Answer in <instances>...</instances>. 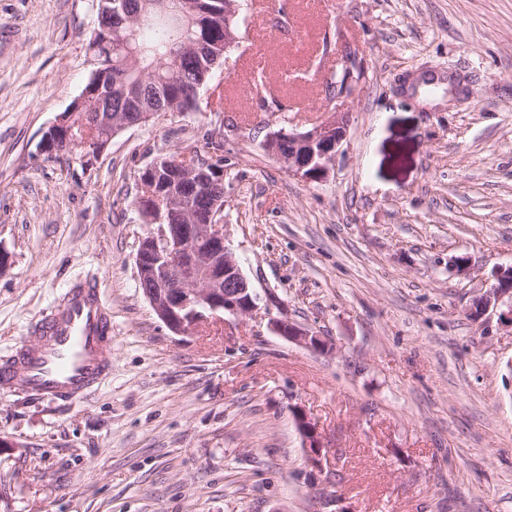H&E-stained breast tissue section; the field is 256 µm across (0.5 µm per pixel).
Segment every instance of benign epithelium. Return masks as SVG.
<instances>
[{
    "label": "benign epithelium",
    "mask_w": 512,
    "mask_h": 512,
    "mask_svg": "<svg viewBox=\"0 0 512 512\" xmlns=\"http://www.w3.org/2000/svg\"><path fill=\"white\" fill-rule=\"evenodd\" d=\"M353 59L354 51L345 50L339 75L343 89L328 103L332 120L307 130L281 128L267 136L265 150L285 165L288 174L306 182L326 179L329 164L340 153L346 137L347 120L339 112L340 102L356 94L361 80L352 69ZM104 106V97L92 99L85 92L74 99L70 109L100 112ZM115 134L117 131L111 129L99 136L88 131L77 135L70 121L60 118L43 133L40 150L51 157L60 148L71 159L88 164L101 156ZM189 156L188 151L179 152L161 162L154 161L144 171L142 186L156 182L159 168H164L171 185L167 207H162L151 191L139 194L137 199L148 224L136 255L139 285L156 316L176 335H184L210 319L239 318L258 309V296L225 242L224 204H211L205 224L173 223V203L185 208L192 205V197L181 194L182 184L190 183L198 189L207 182L205 168L189 162ZM493 276L496 284L474 302L476 315L501 304L512 313V265L497 266ZM269 326L275 334L308 348L326 347L320 336L286 319L272 317ZM295 421L307 445L309 465L322 471V448L315 425L300 411L295 413Z\"/></svg>",
    "instance_id": "7a95c632"
}]
</instances>
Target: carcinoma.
I'll return each instance as SVG.
<instances>
[{"label":"carcinoma","mask_w":512,"mask_h":512,"mask_svg":"<svg viewBox=\"0 0 512 512\" xmlns=\"http://www.w3.org/2000/svg\"><path fill=\"white\" fill-rule=\"evenodd\" d=\"M187 16L162 15L153 0H137L139 23L102 13L89 45L112 31V67L128 84L150 89L144 109L153 112L197 109L196 94L210 79V64L224 61V0H190Z\"/></svg>","instance_id":"1"}]
</instances>
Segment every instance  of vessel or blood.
I'll return each instance as SVG.
<instances>
[{"label": "vessel or blood", "instance_id": "b4317fda", "mask_svg": "<svg viewBox=\"0 0 512 512\" xmlns=\"http://www.w3.org/2000/svg\"><path fill=\"white\" fill-rule=\"evenodd\" d=\"M112 366V322L98 288H70L36 339L0 361V389L51 400L91 392Z\"/></svg>", "mask_w": 512, "mask_h": 512}]
</instances>
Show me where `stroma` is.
<instances>
[{
	"label": "stroma",
	"mask_w": 512,
	"mask_h": 512,
	"mask_svg": "<svg viewBox=\"0 0 512 512\" xmlns=\"http://www.w3.org/2000/svg\"><path fill=\"white\" fill-rule=\"evenodd\" d=\"M288 14L289 36L271 25ZM97 0H0V360L72 282L112 311V373L71 403L0 391V512H512V319L473 317L512 263V0H253L201 91L84 166L42 135L83 91ZM357 51L329 179L262 144L331 120L323 73ZM276 102L239 83L281 62ZM224 132V237L265 312L174 335L139 286L143 169ZM314 422L308 465L294 412ZM269 326L275 334L282 336L288 341L293 340L305 347L319 350L327 346L326 341L321 336L288 322V319L271 317L269 319Z\"/></svg>",
	"instance_id": "1"
}]
</instances>
